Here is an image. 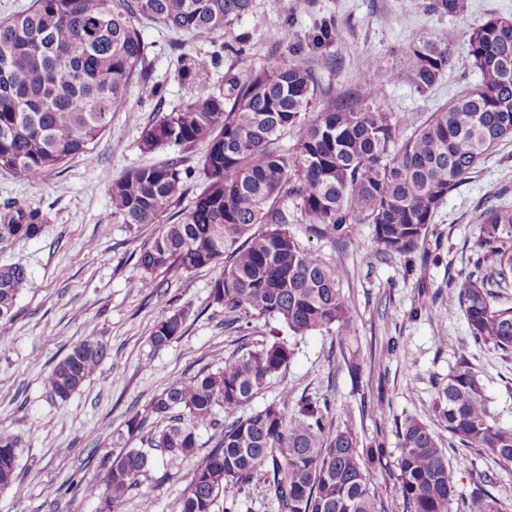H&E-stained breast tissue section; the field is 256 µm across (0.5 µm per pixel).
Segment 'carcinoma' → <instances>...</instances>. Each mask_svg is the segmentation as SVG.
<instances>
[{
  "instance_id": "cac0c4a2",
  "label": "carcinoma",
  "mask_w": 512,
  "mask_h": 512,
  "mask_svg": "<svg viewBox=\"0 0 512 512\" xmlns=\"http://www.w3.org/2000/svg\"><path fill=\"white\" fill-rule=\"evenodd\" d=\"M250 7L251 0H33L1 20L0 173L36 182L100 141L130 85L148 97L161 95L139 20L220 34ZM461 7V0L426 4L454 17ZM464 36L479 81L422 122L381 105L379 87L394 79L389 71L378 72L377 84L356 100L338 104L322 93L315 72L288 64L232 79L227 95L198 96L155 114L140 133L141 151L205 144L198 161L204 187L181 207L188 173L180 158L132 168L112 183V219L162 225L137 259L143 287L163 308L158 270L190 273L222 263L211 294L231 322L264 317L287 327L293 339L316 332L346 339L352 312L339 273L303 247L290 225L308 224L341 245L353 225L370 224L376 255L439 262L429 243L437 210L497 146L512 141V19L491 17L465 27ZM451 66L447 42L412 40L407 72L418 93L431 91ZM295 128L296 147L281 149L279 140ZM473 221L470 270L453 289L448 315L463 314L471 344L512 355V306L498 302L512 288V207L483 205ZM43 229L40 210L19 205L0 219V242L35 239ZM27 283L25 267L0 266V329L12 321ZM184 321L179 311L163 315L150 334L153 346L180 336ZM106 356L107 345L90 330L54 365L49 394L69 398ZM292 356L289 341L278 336L241 348L134 413L132 433L152 417L168 424L112 459L102 512H118L159 458L192 461L181 512H213L224 489L252 484L264 487L277 512H382L370 468L382 464L384 444L361 446L348 424L330 430L318 399L306 396L291 411L288 401H273L227 424L217 418L218 407L233 413L247 405ZM434 388L431 413L448 438L512 469V428L494 423L485 386L469 363L459 361ZM201 427L219 432L202 455ZM395 428L405 512H509L487 490L492 473H478L468 491L457 487L453 468H472L474 459L450 460L426 421L407 416ZM17 443L0 430V488L14 479L10 450Z\"/></svg>"
}]
</instances>
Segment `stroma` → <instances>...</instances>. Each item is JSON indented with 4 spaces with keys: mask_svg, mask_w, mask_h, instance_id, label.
Masks as SVG:
<instances>
[{
    "mask_svg": "<svg viewBox=\"0 0 512 512\" xmlns=\"http://www.w3.org/2000/svg\"><path fill=\"white\" fill-rule=\"evenodd\" d=\"M424 0H252L249 11L224 33L189 35L151 21L138 24L148 46V63L161 98L130 86L120 112L89 156H79L35 182L0 174V214L15 202L40 209L45 226L35 239L0 243V265L20 264L28 284L17 298L15 318L0 333V428L18 438L15 477L0 488V512H101L99 497L88 486L103 483L112 459L140 445L129 433L128 419L175 381L214 367L241 343L270 336L275 323L254 319L249 333L227 326L224 309L211 297L216 267L190 274L159 271L171 310L185 313L182 336L156 349L148 341L161 316L155 299L142 287L136 265L141 249L158 232L155 224H120L109 216L108 189L128 169L180 157L192 171L191 193L203 182L195 169L204 145L186 150L164 144L141 152L138 140L154 112L178 109L187 100L229 91L231 76L288 62L314 69L337 102L355 98L369 67L393 72L381 90L388 111L424 118L478 80L467 56L463 30L448 15L428 13ZM336 27L329 46L313 37L321 24ZM288 30L289 42L275 33ZM249 36L245 53L229 52ZM448 41L454 67L435 89L419 94L406 78L412 39ZM203 62L193 81L177 72L179 54ZM496 197L512 206V142L498 146L472 178L439 209L429 238L440 263L405 275L402 257L379 259L372 225H354L345 245L317 237L305 224L291 230L303 246L341 276L342 292L353 310L344 341L315 333L293 340L294 355L243 407V414L281 398L296 403L310 395L328 402V421L350 423L361 442L384 443L387 467L371 480L384 512H403L395 467L399 450L395 419H430L436 380L466 357L486 386L497 425L512 427V356L467 344L462 314L448 312V282L461 280L476 237L473 217L478 203ZM433 300L427 312L413 315L422 297ZM108 347L94 375L67 400L51 398L44 384L53 366L89 331ZM407 357L390 354L391 341ZM357 352L362 363L352 377L345 354ZM192 463L157 460L139 478L122 512H141L150 499L153 512H180L191 479Z\"/></svg>",
    "mask_w": 512,
    "mask_h": 512,
    "instance_id": "obj_1",
    "label": "stroma"
}]
</instances>
